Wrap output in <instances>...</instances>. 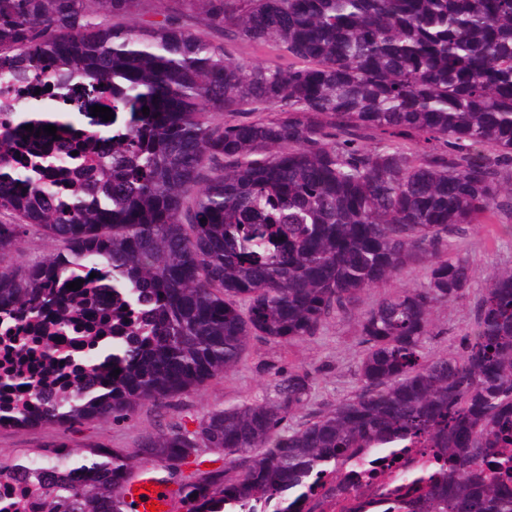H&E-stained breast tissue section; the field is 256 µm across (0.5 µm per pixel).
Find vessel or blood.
<instances>
[{
    "label": "vessel or blood",
    "instance_id": "b4317fda",
    "mask_svg": "<svg viewBox=\"0 0 512 512\" xmlns=\"http://www.w3.org/2000/svg\"><path fill=\"white\" fill-rule=\"evenodd\" d=\"M128 512H184L178 486L162 468L146 463L131 473L122 485Z\"/></svg>",
    "mask_w": 512,
    "mask_h": 512
}]
</instances>
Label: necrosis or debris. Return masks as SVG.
Segmentation results:
<instances>
[{"label": "necrosis or debris", "mask_w": 512, "mask_h": 512, "mask_svg": "<svg viewBox=\"0 0 512 512\" xmlns=\"http://www.w3.org/2000/svg\"><path fill=\"white\" fill-rule=\"evenodd\" d=\"M68 310L49 307L41 320L17 336L0 334V415L11 416L31 401L30 385L69 393L111 375L98 359L117 321L99 305L91 282L73 293ZM55 485L41 465L20 464L0 471V512H55Z\"/></svg>", "instance_id": "1"}]
</instances>
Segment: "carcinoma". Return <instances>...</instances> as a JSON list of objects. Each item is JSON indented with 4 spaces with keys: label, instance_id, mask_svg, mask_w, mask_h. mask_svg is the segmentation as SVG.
Here are the masks:
<instances>
[{
    "label": "carcinoma",
    "instance_id": "carcinoma-1",
    "mask_svg": "<svg viewBox=\"0 0 512 512\" xmlns=\"http://www.w3.org/2000/svg\"><path fill=\"white\" fill-rule=\"evenodd\" d=\"M149 2L0 0V81L88 91L75 111L21 108L0 133V325L18 301L42 315L86 269L102 304L121 296L138 319L112 340L119 374L64 400L36 388L37 412L10 426L165 407L253 338H311L335 316L356 320L361 388L289 429L312 379L276 371L262 399L193 431L59 463L62 512H126L122 481L145 459L170 469L187 512H313L323 477L354 500L366 489L344 471L419 436L435 452L386 485L387 512H512V271L488 272L461 353L423 355L434 305L473 276L453 239L512 217V0H172L200 27L174 10L128 25ZM102 92L107 122L91 117ZM48 125L83 131L93 173ZM13 135L29 141L22 163L6 161ZM30 228L61 249L4 264ZM414 264L426 283L395 289ZM200 448L229 459L203 470Z\"/></svg>",
    "mask_w": 512,
    "mask_h": 512
}]
</instances>
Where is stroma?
I'll return each instance as SVG.
<instances>
[{
	"mask_svg": "<svg viewBox=\"0 0 512 512\" xmlns=\"http://www.w3.org/2000/svg\"><path fill=\"white\" fill-rule=\"evenodd\" d=\"M454 244L458 252L473 259L474 278L466 298L442 301L433 307V334L424 349L430 358L461 352L486 273L494 268H512V219L499 215L483 217L481 224L456 238ZM363 350L356 324L347 317L331 320L321 335L305 340L277 344L257 338L235 368L221 378L180 394L168 409L147 404L133 414L108 420L2 429L0 465L42 458L54 443L66 445L75 454L84 453L90 444L129 454L143 433L180 425L195 430L198 420L209 411L261 399L270 380L269 373L261 369L265 363L283 370H302L313 378L308 403L287 421L288 426L295 428L358 392L356 366Z\"/></svg>",
	"mask_w": 512,
	"mask_h": 512,
	"instance_id": "stroma-1",
	"label": "stroma"
}]
</instances>
